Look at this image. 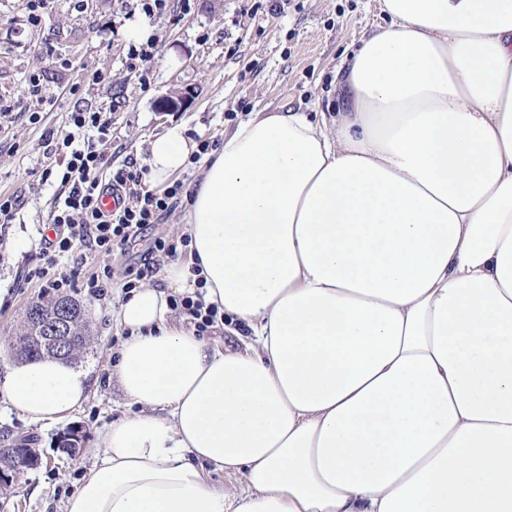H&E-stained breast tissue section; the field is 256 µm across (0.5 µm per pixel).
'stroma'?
<instances>
[{"label":"stroma","instance_id":"obj_1","mask_svg":"<svg viewBox=\"0 0 512 512\" xmlns=\"http://www.w3.org/2000/svg\"><path fill=\"white\" fill-rule=\"evenodd\" d=\"M172 8L180 13L175 23L148 19L139 7L124 9L118 0H84L80 8L72 0H54L41 28L31 30L22 21V0H0V102L12 107L0 115V191L21 199L14 219L0 227V380L17 363L11 339L22 330L26 306L55 296L22 280L24 269L40 261L42 233L58 195L57 183L40 180L45 129H66L78 101L110 113L112 162L98 174L107 184L129 163L144 165L151 139L175 125L191 142L220 143L254 112H338L344 108L338 68L360 37L384 22L378 0H190L186 10L174 0ZM141 24L159 35L146 87L127 66L130 31ZM94 70L104 81L90 86L81 100L70 97L71 84ZM36 71L54 102L42 105L41 121L33 124L26 113V82ZM169 94L185 96L180 110L162 111L161 99ZM186 218V205H179L161 223L147 226L136 243L115 251L112 278L101 294L71 289L93 329L89 349L77 360L92 370L79 408L56 422H32L0 400V446L30 438L42 457L39 467L0 490V512H63L102 455L106 428L138 413L112 375L128 336L115 314L127 283L163 286L162 271L149 269L148 246L157 237L180 238ZM71 427L83 434L75 457L56 447Z\"/></svg>","mask_w":512,"mask_h":512}]
</instances>
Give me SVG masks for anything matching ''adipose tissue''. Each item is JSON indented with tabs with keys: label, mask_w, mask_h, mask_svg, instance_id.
<instances>
[{
	"label": "adipose tissue",
	"mask_w": 512,
	"mask_h": 512,
	"mask_svg": "<svg viewBox=\"0 0 512 512\" xmlns=\"http://www.w3.org/2000/svg\"><path fill=\"white\" fill-rule=\"evenodd\" d=\"M378 7L343 111L251 114L208 161L187 259L117 313L141 411L64 512H512V0ZM192 151L155 137L152 186ZM194 291L240 348L171 322ZM88 391L48 356L0 382L34 422Z\"/></svg>",
	"instance_id": "obj_1"
}]
</instances>
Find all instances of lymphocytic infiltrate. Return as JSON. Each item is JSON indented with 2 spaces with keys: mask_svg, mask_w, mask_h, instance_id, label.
Listing matches in <instances>:
<instances>
[{
  "mask_svg": "<svg viewBox=\"0 0 512 512\" xmlns=\"http://www.w3.org/2000/svg\"><path fill=\"white\" fill-rule=\"evenodd\" d=\"M111 142V117L84 106H74L68 131L45 130L43 155L47 163L41 178L59 183L60 198L51 215L55 236L44 239L42 261L24 270L25 281H39L57 292L77 287V270L63 271L59 261L84 251L104 263L101 273L86 282L88 288H100L112 274L106 262L113 250L135 240L146 225L158 223L164 213L181 203L182 183H173L158 193L144 184V170L134 169L116 177L118 186L131 187V201L122 203L115 212L103 213L99 198L104 187L98 173L110 162L107 146Z\"/></svg>",
  "mask_w": 512,
  "mask_h": 512,
  "instance_id": "lymphocytic-infiltrate-1",
  "label": "lymphocytic infiltrate"
}]
</instances>
